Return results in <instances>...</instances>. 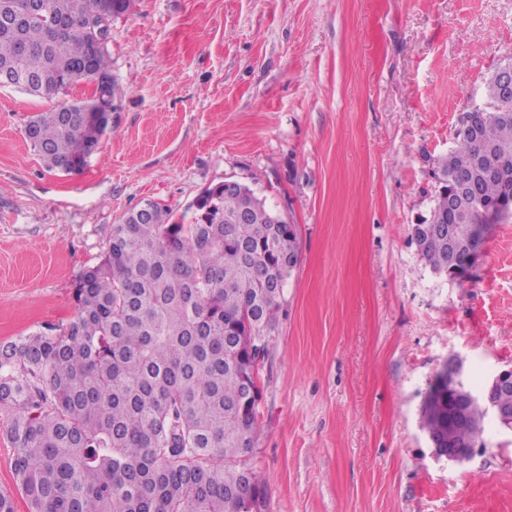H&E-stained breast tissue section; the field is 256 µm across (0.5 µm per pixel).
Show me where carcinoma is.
<instances>
[{"label": "carcinoma", "mask_w": 512, "mask_h": 512, "mask_svg": "<svg viewBox=\"0 0 512 512\" xmlns=\"http://www.w3.org/2000/svg\"><path fill=\"white\" fill-rule=\"evenodd\" d=\"M111 17L132 0H0V73L17 87L53 96L81 82L91 99L60 101L31 116L25 131L51 171L67 172L108 130L95 117L122 94L108 45L94 51L90 15ZM53 21L67 34L48 42ZM435 160L429 213L412 225L421 260L434 273L469 267L466 239H483L512 214L498 207L499 181L487 151L512 165V115L485 114ZM464 223L448 254V195ZM242 209L246 224L234 222ZM299 259L296 225L243 184L206 188L182 212L147 201L112 225L101 261L79 277L76 317L0 344V412L15 448L14 476L29 512H266V479L248 463L259 432L263 360L281 297ZM485 404L464 428L482 439ZM420 424L448 426V395L429 387Z\"/></svg>", "instance_id": "cac0c4a2"}]
</instances>
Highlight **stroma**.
<instances>
[{"instance_id":"1","label":"stroma","mask_w":512,"mask_h":512,"mask_svg":"<svg viewBox=\"0 0 512 512\" xmlns=\"http://www.w3.org/2000/svg\"><path fill=\"white\" fill-rule=\"evenodd\" d=\"M124 94L85 164L24 138L54 100L0 86V341L74 319L79 275L146 200L183 211L230 177L296 224L300 256L262 370L250 462L268 512H512V433L462 464L419 411L448 357L512 366V215L464 284L411 227L460 113L512 62V0H134L112 21Z\"/></svg>"}]
</instances>
